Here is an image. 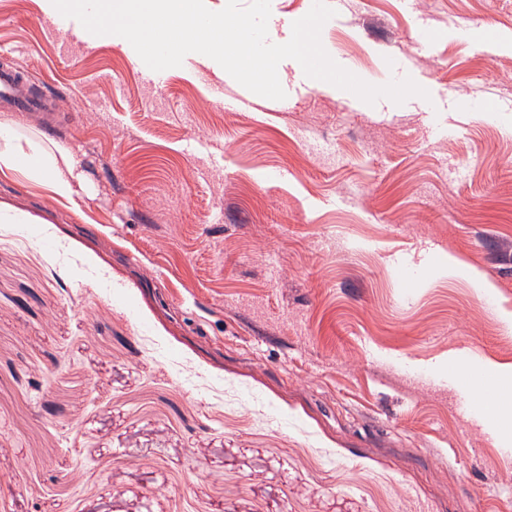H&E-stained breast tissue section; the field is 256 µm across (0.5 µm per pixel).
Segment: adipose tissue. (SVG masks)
<instances>
[{"instance_id": "1", "label": "adipose tissue", "mask_w": 512, "mask_h": 512, "mask_svg": "<svg viewBox=\"0 0 512 512\" xmlns=\"http://www.w3.org/2000/svg\"><path fill=\"white\" fill-rule=\"evenodd\" d=\"M11 120L0 121V177L23 171L43 183L55 198L73 201L85 187V173L67 145L54 143L46 153L26 152L10 137Z\"/></svg>"}]
</instances>
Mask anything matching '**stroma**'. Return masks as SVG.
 I'll use <instances>...</instances> for the list:
<instances>
[{
	"label": "stroma",
	"instance_id": "35a3bbf8",
	"mask_svg": "<svg viewBox=\"0 0 512 512\" xmlns=\"http://www.w3.org/2000/svg\"><path fill=\"white\" fill-rule=\"evenodd\" d=\"M285 99L0 0L58 100L74 202L0 178V512H512V453L448 353L512 370V0H335ZM456 256L488 288L448 272Z\"/></svg>",
	"mask_w": 512,
	"mask_h": 512
}]
</instances>
